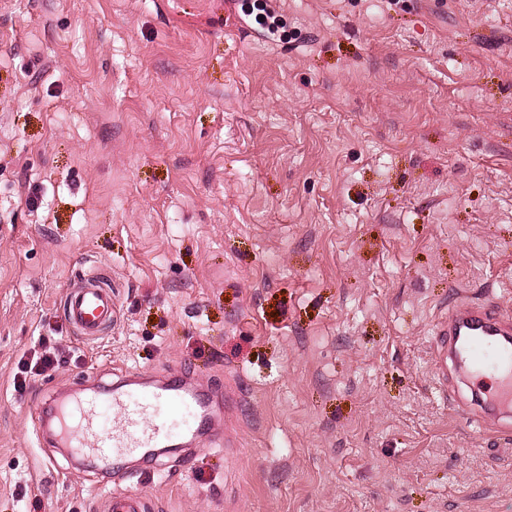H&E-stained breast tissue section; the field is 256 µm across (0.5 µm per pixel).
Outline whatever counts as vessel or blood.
<instances>
[{"label": "vessel or blood", "instance_id": "1", "mask_svg": "<svg viewBox=\"0 0 512 512\" xmlns=\"http://www.w3.org/2000/svg\"><path fill=\"white\" fill-rule=\"evenodd\" d=\"M117 314L111 284L99 277L73 286L64 300L67 322L85 338L102 335ZM435 372L441 385L451 383L449 366L466 363L475 375H492L488 396L458 395V409L478 424L512 427V314L493 301L449 309L437 322L434 340ZM222 392L203 404L189 378L172 370L159 383L126 379L105 396L57 406L53 417H40V431H51L57 447L91 451L103 460H116L131 451L151 458L153 449L211 431L213 405ZM107 512H148L149 505L133 494L115 493Z\"/></svg>", "mask_w": 512, "mask_h": 512}]
</instances>
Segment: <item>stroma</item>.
<instances>
[{"label":"stroma","instance_id":"stroma-1","mask_svg":"<svg viewBox=\"0 0 512 512\" xmlns=\"http://www.w3.org/2000/svg\"><path fill=\"white\" fill-rule=\"evenodd\" d=\"M95 271L118 315L86 340L62 302ZM489 299L512 0H0V512H512V435L433 368L441 312ZM174 368L229 397L220 440L115 480L41 439ZM42 349L43 351L32 360L29 371H24L23 373L54 371L65 362V357L61 356V349L59 347L42 345ZM108 512H146L150 510L148 503L133 494L113 493L106 500Z\"/></svg>","mask_w":512,"mask_h":512}]
</instances>
